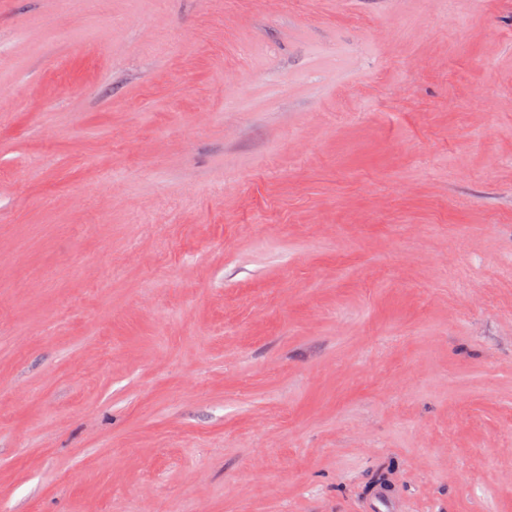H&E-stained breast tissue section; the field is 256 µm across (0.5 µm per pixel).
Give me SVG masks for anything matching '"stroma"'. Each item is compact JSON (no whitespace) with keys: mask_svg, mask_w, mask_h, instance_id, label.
I'll return each mask as SVG.
<instances>
[{"mask_svg":"<svg viewBox=\"0 0 512 512\" xmlns=\"http://www.w3.org/2000/svg\"><path fill=\"white\" fill-rule=\"evenodd\" d=\"M0 512H512V0H0Z\"/></svg>","mask_w":512,"mask_h":512,"instance_id":"stroma-1","label":"stroma"}]
</instances>
